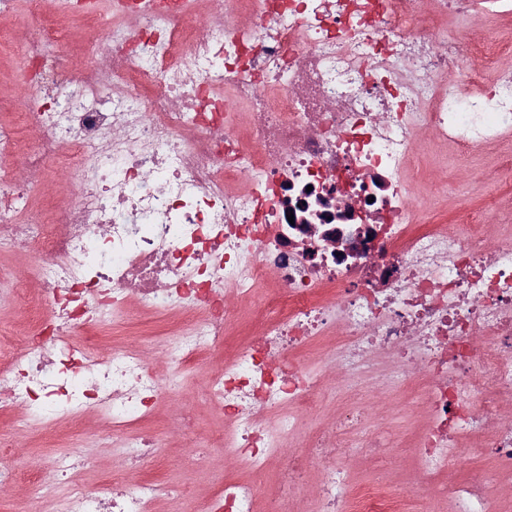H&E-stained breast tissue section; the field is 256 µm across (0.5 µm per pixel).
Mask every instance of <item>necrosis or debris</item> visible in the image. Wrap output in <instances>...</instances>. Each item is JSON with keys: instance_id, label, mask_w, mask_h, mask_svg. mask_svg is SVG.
Returning <instances> with one entry per match:
<instances>
[{"instance_id": "1", "label": "necrosis or debris", "mask_w": 512, "mask_h": 512, "mask_svg": "<svg viewBox=\"0 0 512 512\" xmlns=\"http://www.w3.org/2000/svg\"><path fill=\"white\" fill-rule=\"evenodd\" d=\"M474 4L63 0L61 14L90 24L112 14L80 69L44 0H0L25 31L31 89L20 122L0 123V251L26 256L38 284L30 301L0 280V303L33 313L21 340L0 339V414L29 430L98 418L113 457L138 471L164 461L145 428L168 400L157 363L176 375L204 361L226 467L198 512H288L316 471L311 512H403L379 484L349 486V433L380 465L394 444L375 402L288 447L338 368L423 391L418 487H441L478 446L512 475V225L420 227L408 176L420 139L463 150L512 137V49L486 32L473 46L485 64L466 72V35L446 25ZM63 153L76 196L32 223L28 175ZM258 296L277 319L226 351L231 306ZM134 307L181 323L158 360L99 341L104 311ZM325 336V366L307 369L301 354ZM273 460L270 494L259 478ZM78 462L1 465L0 486L38 487ZM449 493L452 512H498L482 479ZM172 494L148 478L73 486L56 512H155Z\"/></svg>"}]
</instances>
